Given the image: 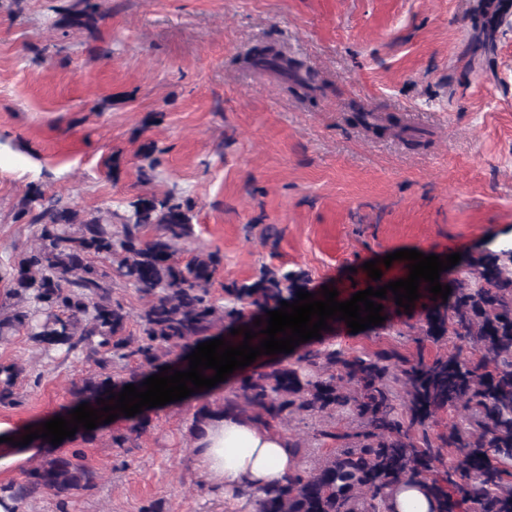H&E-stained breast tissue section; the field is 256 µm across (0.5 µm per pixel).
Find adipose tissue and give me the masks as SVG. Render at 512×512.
Returning <instances> with one entry per match:
<instances>
[{
	"label": "adipose tissue",
	"mask_w": 512,
	"mask_h": 512,
	"mask_svg": "<svg viewBox=\"0 0 512 512\" xmlns=\"http://www.w3.org/2000/svg\"><path fill=\"white\" fill-rule=\"evenodd\" d=\"M26 423L0 421V473L10 474L42 458L52 445L37 438L21 445ZM200 477L224 494L228 507L249 501V512H258L269 487L286 483L297 470L288 451V434L278 427H263L232 412L215 414L194 443Z\"/></svg>",
	"instance_id": "obj_1"
}]
</instances>
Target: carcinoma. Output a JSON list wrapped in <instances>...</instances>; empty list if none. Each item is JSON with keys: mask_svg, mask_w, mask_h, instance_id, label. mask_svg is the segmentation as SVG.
Wrapping results in <instances>:
<instances>
[{"mask_svg": "<svg viewBox=\"0 0 512 512\" xmlns=\"http://www.w3.org/2000/svg\"><path fill=\"white\" fill-rule=\"evenodd\" d=\"M98 4L70 0L55 12L67 24L94 33ZM251 67L288 75V58L267 47L245 56ZM192 201L167 194L138 196L120 216L122 231H112V217H82L79 212L36 188L19 218L40 225L38 245L22 253L10 276L12 288L0 301V343L21 331L49 346L80 353L100 372L73 384L72 403L99 408L97 399L124 386L142 387L163 366L184 371L185 357L198 344L217 338L218 324L243 325L265 335L249 308L266 313L280 302L310 293L304 271L266 270L254 281L233 282L224 292L240 307L224 308L211 298L208 284L220 257L186 262L175 259L176 246L193 232ZM155 234L145 238L142 231ZM500 254L484 253L440 273L451 287L447 299L432 300L420 283L421 338L417 355L396 350L351 354L311 339L294 348L288 363L274 362L247 373L239 391L219 407L207 402L194 416L199 428L215 411H236L263 426L282 427L298 419L315 437L336 447L308 462L309 448L290 441L299 469L282 485L265 491L259 512H389L391 490L414 482L432 498V512H512V268ZM147 300L138 315L140 335H126L129 312L112 297V273ZM446 337L456 344L431 359L423 342ZM134 362L123 376L112 375L113 357ZM22 374L16 364H0V403H15ZM401 389H396V386ZM461 413L448 431L431 439L441 412ZM356 425L335 431L336 417ZM152 424L148 409L132 425L112 432V446L131 448ZM461 458L450 467L445 449ZM97 474L79 449L52 452L8 487L19 500L44 490L65 499L96 484Z\"/></svg>", "mask_w": 512, "mask_h": 512, "instance_id": "1", "label": "carcinoma"}]
</instances>
